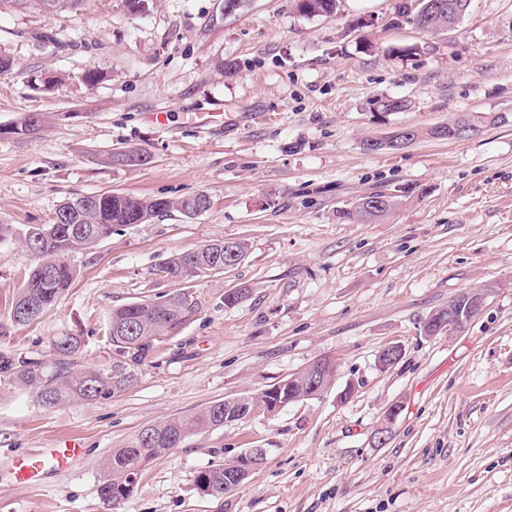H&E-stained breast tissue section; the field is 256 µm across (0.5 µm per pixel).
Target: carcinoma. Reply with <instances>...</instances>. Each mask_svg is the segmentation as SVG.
<instances>
[{"instance_id": "1", "label": "carcinoma", "mask_w": 512, "mask_h": 512, "mask_svg": "<svg viewBox=\"0 0 512 512\" xmlns=\"http://www.w3.org/2000/svg\"><path fill=\"white\" fill-rule=\"evenodd\" d=\"M84 0H0V8L36 5L47 14L72 9ZM338 0H295L297 12L303 16H326L336 13ZM430 0H417L411 21L425 33L436 34L459 24L456 15L446 10L434 12ZM369 210L365 216L377 220L387 215L399 204L398 195L374 192L365 196ZM193 197L179 200L167 198L119 196L103 192L85 197L87 204L71 224L58 223L59 213L49 224H29L14 229L0 224V243L17 236L22 241H32L28 250L37 263L17 293L11 320L17 324L34 321L26 317L22 308L30 305L44 313L53 307L72 287L76 269L67 261L75 252L88 250L112 235L116 226L143 224L176 211L189 216L187 208ZM247 256V244L231 242V249L214 245L203 250H193L172 256L163 268L165 276L173 279L179 270L181 278L205 272H219L226 265L241 263ZM198 311V302L184 291L164 294L154 299L133 302L112 308L108 315V337L121 359L109 366L73 371V358L84 347L81 337L69 334L52 341V364L43 361H22L12 367L13 375L22 386L32 390L40 405L63 406L72 402H92L107 398L130 387L135 381V366L144 361L158 337L187 322ZM300 371L271 386L277 395H287L288 388L297 391L303 380ZM247 403L237 405L235 400L216 401L203 410L182 417H174L149 425L130 437L121 448L112 450L106 463V474L100 481L98 495L103 503L116 505L133 493L132 478L152 461L180 447L183 441L199 432L224 426V422H238L258 409L259 402L250 395ZM232 465L209 466L197 472L194 484L199 490H209L216 498L224 497V481H234Z\"/></svg>"}]
</instances>
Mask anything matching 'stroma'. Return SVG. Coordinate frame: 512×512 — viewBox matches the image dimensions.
<instances>
[{
  "label": "stroma",
  "instance_id": "35a3bbf8",
  "mask_svg": "<svg viewBox=\"0 0 512 512\" xmlns=\"http://www.w3.org/2000/svg\"><path fill=\"white\" fill-rule=\"evenodd\" d=\"M415 6L339 0L335 15L307 19L293 0L230 13L224 0H147L140 14L85 0L51 16L0 13V55L13 61L0 125L43 120L0 138V223L46 224L65 199L103 192L211 200L195 218L119 226L73 254L74 285L27 325L10 312L36 259L0 243V366L48 359L63 334L84 340L74 369L108 365L113 307L179 290L199 306L106 399L45 409L0 369V512H512V0H471L439 35L411 23ZM44 74L62 81L44 88ZM385 98L406 107L383 111ZM469 113L504 120L462 140L363 147ZM130 147L148 163H108ZM400 189L408 201L383 222L336 216ZM218 239L244 241L247 259L165 276L173 254ZM243 286L247 298L225 306ZM484 286L464 330L425 335L432 312ZM390 344L403 357L379 368ZM324 357L336 370L319 396L192 435L117 510L100 500L106 459L142 428L260 393ZM71 444L82 454L65 470L29 483L7 472L14 457ZM252 448L266 460L242 487L220 501L195 487L198 471Z\"/></svg>",
  "mask_w": 512,
  "mask_h": 512
}]
</instances>
